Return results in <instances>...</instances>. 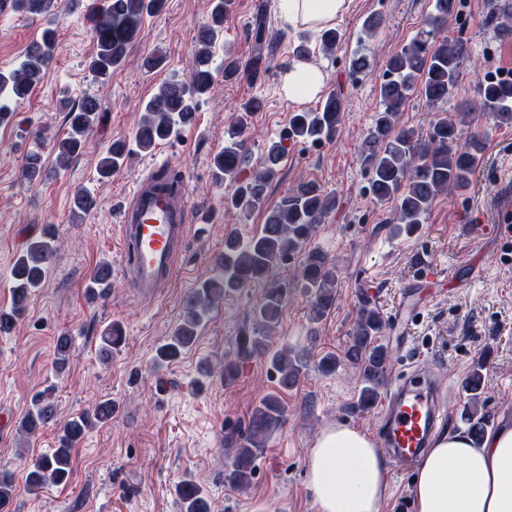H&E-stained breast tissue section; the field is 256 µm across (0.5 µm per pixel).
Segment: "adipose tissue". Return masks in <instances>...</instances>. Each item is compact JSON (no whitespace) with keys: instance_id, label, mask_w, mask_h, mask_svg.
<instances>
[{"instance_id":"obj_1","label":"adipose tissue","mask_w":512,"mask_h":512,"mask_svg":"<svg viewBox=\"0 0 512 512\" xmlns=\"http://www.w3.org/2000/svg\"><path fill=\"white\" fill-rule=\"evenodd\" d=\"M350 0H281L290 26L325 28ZM326 77L315 64L294 62L283 76L286 96L318 95ZM309 489L317 512H383L389 482L383 452L360 429H323L307 456ZM414 512H512V423L473 440L467 430L444 434L422 456L409 489Z\"/></svg>"}]
</instances>
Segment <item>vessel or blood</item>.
<instances>
[{
    "label": "vessel or blood",
    "mask_w": 512,
    "mask_h": 512,
    "mask_svg": "<svg viewBox=\"0 0 512 512\" xmlns=\"http://www.w3.org/2000/svg\"><path fill=\"white\" fill-rule=\"evenodd\" d=\"M192 211L185 178L175 166L140 175L120 206L118 220L121 274L142 296L157 295L170 282L176 262L188 245ZM444 413L439 383L427 371L404 373L377 405V434L391 448L396 470L411 466L431 438Z\"/></svg>",
    "instance_id": "vessel-or-blood-1"
}]
</instances>
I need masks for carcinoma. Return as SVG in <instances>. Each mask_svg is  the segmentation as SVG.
<instances>
[{"mask_svg":"<svg viewBox=\"0 0 512 512\" xmlns=\"http://www.w3.org/2000/svg\"><path fill=\"white\" fill-rule=\"evenodd\" d=\"M15 4L22 12L44 17L54 15L62 7L60 0H15ZM230 4L231 0H216L211 23L197 31L189 74L174 75L158 87L145 105L135 134V148H130L125 141L112 143L97 166L101 180L110 179L133 150H151L172 138L180 126L193 119L200 99L214 82V53L223 39L224 13ZM162 5L163 0H104L101 7L87 8L86 19L96 42L91 71L99 77L112 75L124 63L144 18L158 12ZM458 8V0H435L434 14L427 21V29L419 31L409 45L390 58L379 86L382 110L376 113L362 142L360 159L370 173L369 190L375 199L393 205L390 222L393 237L416 231L438 196L464 189L483 150V140L478 134L463 147L457 144L458 124L454 114L445 108L466 54L465 43L447 34L448 18L455 15ZM493 9L498 19V37L511 40L512 0H495ZM55 49V30L47 26L29 47L18 68L0 72V125L11 120L13 104L29 96L50 75ZM414 92L435 111V118L424 135L398 123L400 112ZM479 95L478 102L458 106L456 112L473 118L481 112L500 124L512 123V81H484L479 84ZM261 108L258 99L243 104L238 124L227 130L224 148L213 157L215 180L234 186L232 194L224 200L225 210L230 212L247 213L262 208L267 190L278 176L284 147L273 140L267 144L257 169L248 176H241L250 164L242 139L244 123ZM341 109V99L332 94L314 110L293 113L290 122L293 137L302 141L333 138L341 124ZM100 112L99 99L89 96L78 106L66 108L68 132L56 144L58 167L68 166L81 154L85 137L100 120ZM22 174L25 181L39 183L48 179L52 170L45 166L39 152L32 151L26 156ZM96 203V196L88 189L77 192L72 201L74 209L82 213L91 211ZM335 206V197L323 193L314 183H303L289 190L267 211L258 233L247 239L234 232L227 234L224 253L215 260L213 275L188 294L182 321L156 349L155 367L178 360L192 348L200 326L220 300L246 287H259L261 295L252 311L251 325L243 326L235 337L234 357L224 359V384L236 381L241 361L268 353L279 375L280 386L294 387L307 369L306 355L288 347L269 352L268 334L279 323L285 302L297 291L310 298L311 320L319 322L327 317L336 304L338 276L335 266L319 250L306 254L298 274L291 279L275 278V269L312 237L317 224ZM57 252L53 235L27 242L12 269V307L0 311V333L13 329L30 295L46 278ZM111 287L112 265L102 261L86 284L88 298L93 300ZM384 327L385 320L376 303L362 299L356 308L343 355L327 353L317 364L323 373H332L341 366L353 369L359 384L353 407L358 411H367L378 403L386 382L390 351L380 343ZM123 343L120 324L108 325L100 336V360L112 359ZM71 356L69 336H58L56 369H65ZM484 370V360L476 359L465 381L470 397L464 419L476 439L483 436L489 422V414L481 402ZM115 412L112 401H100L65 422L59 429L57 447L28 472V486L42 489L65 483L72 470L73 451L86 431L95 423L111 422ZM284 414L285 407L275 396L263 397L252 410L248 435L235 449L230 469L225 474L231 485L238 488L250 485L254 462L268 436L283 424ZM56 422L57 406L52 389L47 388L33 396L31 408L19 421L18 429L34 434ZM13 491L12 475L0 473V507L10 504ZM175 493L182 512H211L208 499L195 481H181Z\"/></svg>","mask_w":512,"mask_h":512,"instance_id":"cac0c4a2","label":"carcinoma"}]
</instances>
